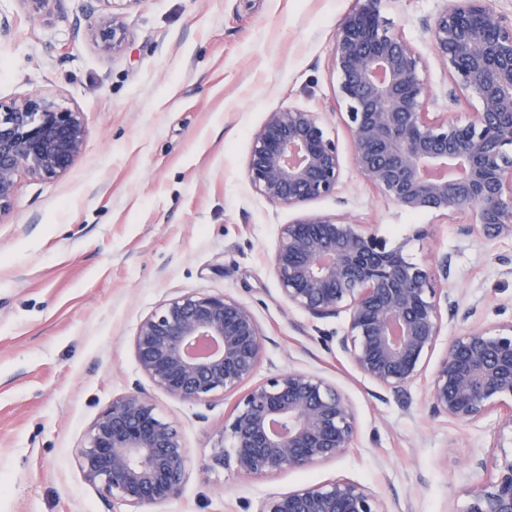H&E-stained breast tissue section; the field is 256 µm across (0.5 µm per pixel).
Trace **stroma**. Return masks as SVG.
<instances>
[{"mask_svg":"<svg viewBox=\"0 0 512 512\" xmlns=\"http://www.w3.org/2000/svg\"><path fill=\"white\" fill-rule=\"evenodd\" d=\"M450 0H378L393 30L422 55L431 111L450 81L426 28ZM360 0H132L118 16L127 46L104 52L91 32L107 0H53L29 14L0 0V99L38 91L79 110L81 154L60 176L19 175L0 216V512H120L88 484L75 453L97 415L139 387L151 392L188 450L181 494L145 512H258L262 501L334 478L361 483L388 512H462V488L493 474L498 412L469 423L434 414L428 387L453 336L512 324V234L486 237L468 213L411 215L386 201L351 160L334 111L329 50ZM318 113L338 140L336 194L280 206L245 176L251 136L280 106ZM306 211L338 215L406 242L412 261L448 263L456 308L424 370L398 396L362 376L332 343L344 319L317 320L281 295L269 259L282 225ZM188 292L228 294L263 332L251 384L288 368L312 371L350 400L357 434L338 457L248 481L211 473L242 390L191 404L154 390L134 351L140 322Z\"/></svg>","mask_w":512,"mask_h":512,"instance_id":"35a3bbf8","label":"stroma"}]
</instances>
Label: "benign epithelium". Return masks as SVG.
<instances>
[{
	"instance_id": "7a95c632",
	"label": "benign epithelium",
	"mask_w": 512,
	"mask_h": 512,
	"mask_svg": "<svg viewBox=\"0 0 512 512\" xmlns=\"http://www.w3.org/2000/svg\"><path fill=\"white\" fill-rule=\"evenodd\" d=\"M449 78L448 102L475 111L431 112L420 53L392 30L377 0L348 15L330 49L336 106L352 162L378 192L409 213L470 211L487 236L512 233V18L489 0H453L427 28ZM92 38L105 52L126 46L116 15ZM81 112L40 92L0 100V215L17 177L51 180L81 153ZM343 160L319 116L294 106L269 112L252 135L246 174L268 201L288 207L337 192ZM281 295L314 319L347 313L341 347L363 376L403 395L421 375L442 323L434 276L403 246L337 215L308 212L281 230L271 259ZM253 311L226 294L191 292L141 321L135 353L155 389L188 403L238 388L261 356ZM433 411L468 423L498 410L512 432V324L464 328L448 344L429 389ZM347 396L318 374L289 369L253 386L224 421L203 467L261 479L339 456L355 435ZM85 480L112 502L141 512L177 497L188 451L176 425L139 389L112 400L76 452ZM494 475L462 489V512H512V450ZM259 512H388L368 487L338 478L266 498Z\"/></svg>"
}]
</instances>
